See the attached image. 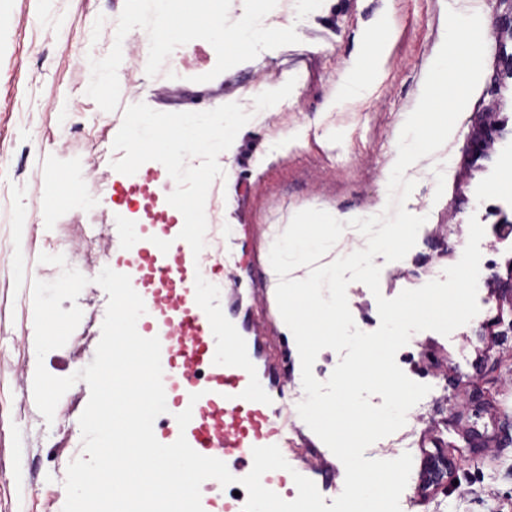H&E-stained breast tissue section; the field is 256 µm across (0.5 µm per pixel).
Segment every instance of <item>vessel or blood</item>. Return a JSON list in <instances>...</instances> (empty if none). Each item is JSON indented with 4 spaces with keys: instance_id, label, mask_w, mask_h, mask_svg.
Returning <instances> with one entry per match:
<instances>
[{
    "instance_id": "vessel-or-blood-1",
    "label": "vessel or blood",
    "mask_w": 512,
    "mask_h": 512,
    "mask_svg": "<svg viewBox=\"0 0 512 512\" xmlns=\"http://www.w3.org/2000/svg\"><path fill=\"white\" fill-rule=\"evenodd\" d=\"M178 209H168V223L156 225L152 251L130 248L131 284L146 300L140 325L143 337L159 338L167 410L157 431L160 443L170 444L185 436L199 454L220 460L231 459L230 472L242 478L253 466L252 450L275 445L288 463L298 464V474L312 480L317 489L327 486L318 457H303L295 439L288 409L275 392L262 391L255 366L256 345L237 336L232 325L224 327V348L216 350L211 334L210 301L191 286L189 271L194 255L173 237L169 222ZM184 318L183 333L168 335L173 316ZM198 401H191V394ZM191 410L186 428H179L178 413ZM293 474L284 470L267 472L263 485L287 501L297 488ZM245 497L219 494L212 480L201 485L203 512H243Z\"/></svg>"
}]
</instances>
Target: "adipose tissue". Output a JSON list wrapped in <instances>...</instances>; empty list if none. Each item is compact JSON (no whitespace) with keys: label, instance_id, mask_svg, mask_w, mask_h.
Here are the masks:
<instances>
[{"label":"adipose tissue","instance_id":"ef3b65f1","mask_svg":"<svg viewBox=\"0 0 512 512\" xmlns=\"http://www.w3.org/2000/svg\"><path fill=\"white\" fill-rule=\"evenodd\" d=\"M391 26L386 18H379L368 27L361 39L359 54L347 62L343 74L336 84V95L330 105L341 108L356 102L375 85L382 73L383 64L391 39ZM233 122L229 113H222L219 120L199 121L193 116L183 115L177 123L174 139L159 142L147 114L131 116L125 136L134 155L149 150L156 155L170 158L176 164H183L190 153H211L222 151L231 139Z\"/></svg>","mask_w":512,"mask_h":512}]
</instances>
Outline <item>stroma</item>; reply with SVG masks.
Returning a JSON list of instances; mask_svg holds the SVG:
<instances>
[{
	"label": "stroma",
	"instance_id": "obj_1",
	"mask_svg": "<svg viewBox=\"0 0 512 512\" xmlns=\"http://www.w3.org/2000/svg\"><path fill=\"white\" fill-rule=\"evenodd\" d=\"M124 0H0V512H63L69 463L83 454L79 418L90 397L77 381L45 421L31 391L36 354L32 283L52 281L58 266L40 254H61L89 277L77 301L82 319L67 343L44 358L46 370L67 377L93 361L109 296L95 284L103 268L123 272L127 241L139 221L113 187L134 172L122 131L130 113L145 112L156 131L185 113H237L227 152L204 155L201 249L209 263L206 284L225 323L262 326L259 344L272 357L286 339L269 301V252L279 229L307 208L330 214L381 213L398 139L415 109L428 70L445 36L448 9L478 13L486 44L481 86L458 119L457 135L407 171L416 187L406 209L425 217L417 242L400 261L383 265L380 291L393 298L442 278L457 262L456 244L470 217L485 229L480 243L479 314L450 336L414 333L396 354L413 381L430 392L411 409L404 428L411 456L420 438L443 445L429 451L443 492L400 498L401 512H497L512 503V328L476 332L496 306L489 284L505 276L512 238V188L498 189L512 169V36L499 19L505 0H314L301 15L278 0L265 17L273 28L295 27L299 43L261 51L208 82L199 75L216 52L195 40L177 61L181 78L165 81L145 70L119 68L120 82L136 85L102 111L86 94L90 59L105 57ZM394 27L381 83L368 98L340 112L325 111L359 32L379 10ZM295 81L290 96L267 106L264 93ZM492 118L503 127L488 155L473 146V132ZM306 130L288 142L289 133ZM85 203L74 204V189ZM225 323L215 324L214 335Z\"/></svg>",
	"mask_w": 512,
	"mask_h": 512
}]
</instances>
